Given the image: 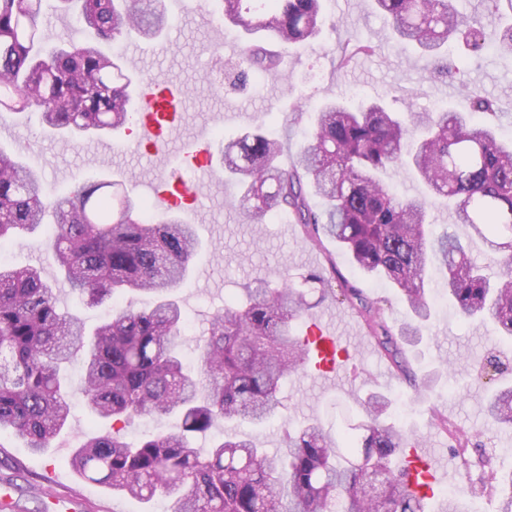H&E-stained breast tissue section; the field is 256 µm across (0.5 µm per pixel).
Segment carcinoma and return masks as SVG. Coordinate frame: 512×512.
Returning <instances> with one entry per match:
<instances>
[{"mask_svg": "<svg viewBox=\"0 0 512 512\" xmlns=\"http://www.w3.org/2000/svg\"><path fill=\"white\" fill-rule=\"evenodd\" d=\"M46 0H0V111L35 108L52 134L74 139L114 132L132 120V77L101 43L133 35L154 39L165 25L162 0H55L77 13L88 37L47 42L38 18ZM219 0L224 20L244 33H264L279 49L247 44L240 64L282 74L288 47L316 40L324 26L323 0ZM458 0H374L398 38L422 56L454 66L448 43L479 53L485 29L492 46L512 58V0H492L482 23L457 8ZM371 42L344 47L339 66ZM470 112L450 106L400 112L381 100L350 109L326 100L312 108L311 128L290 167H280L284 142L254 128L224 143V172L240 187L242 212L262 224L274 208L289 210L315 246L333 239L365 276L385 278L407 304L393 330L378 301L340 279V295L397 374L416 389L406 349L418 344L431 316L428 271L442 270L448 299L467 321L491 322L512 338V137L474 117L492 111L482 91L461 82ZM415 172L423 196L398 195L384 180L389 170ZM115 182H93L63 195L44 192L42 171L0 149V243L30 237L46 250L57 277L87 305L112 301V316L93 330L60 309L52 286L36 267L0 264V431H10L32 453H43L63 432L71 408L65 364L83 361V391L91 415L106 425L73 449V471L148 503L169 498V512H425V501L404 490L403 449L408 431L390 398L363 400L362 440L333 433L312 420L288 434L269 454L249 439H218L203 451L199 433L228 421L261 424L279 405L283 380L308 364L292 326L325 294V279L308 272L297 285L283 269L256 278L239 307L224 306L198 341L200 367L188 369L179 349L182 309L172 297L184 281L199 243L194 226L177 215L149 221L128 193H104ZM313 191L323 206L308 200ZM448 200L457 223L484 241L488 262L472 260L454 233L430 230V199ZM500 267L495 277L489 264ZM144 293L152 306H123L125 294ZM155 414L177 423L137 443L123 428ZM493 424L512 428V385L498 386L486 405ZM436 430L456 439L448 417L433 415Z\"/></svg>", "mask_w": 512, "mask_h": 512, "instance_id": "cac0c4a2", "label": "carcinoma"}]
</instances>
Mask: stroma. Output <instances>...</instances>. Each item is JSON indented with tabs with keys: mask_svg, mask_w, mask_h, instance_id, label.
<instances>
[{
	"mask_svg": "<svg viewBox=\"0 0 512 512\" xmlns=\"http://www.w3.org/2000/svg\"><path fill=\"white\" fill-rule=\"evenodd\" d=\"M164 4L175 21L173 32L156 40L134 36L113 47L125 56L141 87L175 78L188 90L182 120L163 152L149 155L137 135L121 132L109 134L103 142L61 138L43 130L34 111L0 118V149L39 165L48 193H69L91 182L119 181L131 196L149 204L153 217L158 218L164 208L152 194L157 175L168 171L187 145L200 138L213 139L215 132H222L227 140L258 125L276 134L288 133V146L280 156L286 167L309 127L308 116L296 112L300 105L312 107L335 97L355 105L383 95L396 109L408 101L421 109L447 103L461 110L469 107L457 78L441 69L424 68L413 47L395 41L373 0H326L327 20L319 39L290 47L283 75L252 72L241 81L234 75L245 39L237 33L228 39L217 31L214 0H164ZM365 38L375 42V51L356 55L347 67H339L342 46ZM465 78L496 102L499 114L494 121L505 135L512 136V61L483 53L471 62ZM239 199L237 190L224 183V165L215 148L207 176L176 209L184 222L194 225L203 245L176 291L185 315L182 353L188 368L197 366L195 345L212 315L237 302L243 284L280 269L298 276L317 271L332 282L346 278L369 298L380 300L388 324H398L406 306L396 290L364 278L334 240H325L320 248L313 246L293 214L278 209L265 223H243ZM5 251L9 265L42 266L45 278L55 284L62 309L79 317L87 328L107 316L108 305H86L67 285L57 282L55 268L38 244L20 239L7 244ZM429 286L435 299L433 315L422 344L412 352L411 365L420 376L439 371L430 391L416 393L408 381L388 372L386 360L365 339L360 319L329 293L311 314L329 320L346 334L348 357L342 374L334 380L310 370L291 376L279 394V411L265 425L225 424L198 436L196 447L207 449L216 439L236 436L257 439L273 452L282 448L288 432L314 418L340 430L358 425L361 408L355 396L381 392L392 399L394 410L403 411L408 430L421 437L423 447L445 469L462 473L461 502L476 500L482 512H497V498L478 493L477 488L485 471L500 469L503 458L512 457V429L495 427L485 416L490 391L512 380V346L502 344L493 325L464 322L440 301L438 272H431ZM492 356L499 357L506 370L489 377L481 368ZM71 404L64 435L46 453H31L13 435L0 434V484L9 486L12 495L6 512H42L47 488L57 495L76 497L79 512H167L166 498L145 505L134 498L115 497L72 471L73 446L96 426L85 408L81 385H74ZM435 410L446 413L470 437L465 453L453 452L451 438L434 429L431 413Z\"/></svg>",
	"mask_w": 512,
	"mask_h": 512,
	"instance_id": "35a3bbf8",
	"label": "stroma"
}]
</instances>
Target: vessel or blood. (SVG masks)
Masks as SVG:
<instances>
[{
	"label": "vessel or blood",
	"instance_id": "vessel-or-blood-1",
	"mask_svg": "<svg viewBox=\"0 0 512 512\" xmlns=\"http://www.w3.org/2000/svg\"><path fill=\"white\" fill-rule=\"evenodd\" d=\"M183 100V89L178 83H170L154 92L138 91L132 103L140 116L139 136L151 148H159L166 130L178 118ZM154 192L160 203L178 205L181 197L190 195L191 188L180 172L174 171L160 177ZM306 340L309 344L308 361L316 369L332 372L338 370L347 357V348L334 331L322 320L309 319L306 325ZM405 467L409 491L424 498H431L434 486L443 470L423 448H409L405 454Z\"/></svg>",
	"mask_w": 512,
	"mask_h": 512
}]
</instances>
